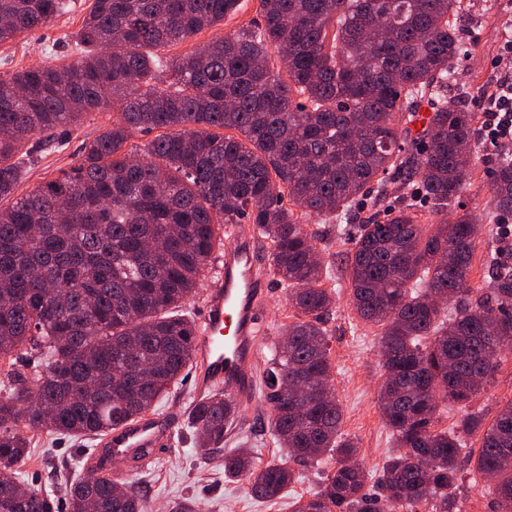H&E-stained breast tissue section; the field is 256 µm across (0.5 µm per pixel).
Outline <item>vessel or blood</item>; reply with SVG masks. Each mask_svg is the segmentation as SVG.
<instances>
[{
  "mask_svg": "<svg viewBox=\"0 0 512 512\" xmlns=\"http://www.w3.org/2000/svg\"><path fill=\"white\" fill-rule=\"evenodd\" d=\"M257 267L251 241H239L225 250L224 268L215 286L208 289L199 315L197 389L218 386L241 402L255 398V327L268 287ZM169 440L170 429L164 420L138 421L103 438L93 470L108 476L117 463L140 465L156 456Z\"/></svg>",
  "mask_w": 512,
  "mask_h": 512,
  "instance_id": "vessel-or-blood-1",
  "label": "vessel or blood"
}]
</instances>
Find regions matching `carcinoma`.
<instances>
[{
    "instance_id": "carcinoma-1",
    "label": "carcinoma",
    "mask_w": 512,
    "mask_h": 512,
    "mask_svg": "<svg viewBox=\"0 0 512 512\" xmlns=\"http://www.w3.org/2000/svg\"><path fill=\"white\" fill-rule=\"evenodd\" d=\"M240 0H93L77 31L81 59L0 75V360L22 348L40 370L6 372L0 391V469L28 455L26 431L104 435L154 411L195 356L199 328L185 298L224 239L245 220L268 242L266 270L288 288L296 321L268 370L267 424L297 465L325 455L334 468L295 512H462L466 462L493 481L498 512H512V403L488 426L466 413L437 428L443 403L467 404L490 384L512 344V272L477 294L470 271L488 226L468 210L444 219L470 176L475 115L448 100L459 57L461 0H259L253 27L168 60L154 83L152 50L224 23ZM64 0H0V44L46 25ZM431 101L422 151L404 152L410 128L393 124ZM120 104V119L85 144L59 177L14 197L33 156L88 112ZM234 130L223 135L218 130ZM159 131L143 148L135 133ZM405 170L430 202L358 225L349 264L353 306L380 329L384 423L398 452L379 495L335 401L294 402V374L312 390L330 381L324 287L310 216L340 223L372 185ZM490 204L512 213V154L491 174ZM453 303L432 302L431 293ZM238 414L221 388L188 412L198 447H224ZM481 435L478 450L464 437ZM224 475L273 500L292 484L287 462L258 466L224 456ZM68 512H144L134 491L89 476L71 485ZM0 512H53L41 491L0 479Z\"/></svg>"
}]
</instances>
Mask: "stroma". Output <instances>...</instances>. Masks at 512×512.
I'll use <instances>...</instances> for the list:
<instances>
[{"instance_id":"35a3bbf8","label":"stroma","mask_w":512,"mask_h":512,"mask_svg":"<svg viewBox=\"0 0 512 512\" xmlns=\"http://www.w3.org/2000/svg\"><path fill=\"white\" fill-rule=\"evenodd\" d=\"M91 2L67 0L66 12L46 26L0 44V75L33 65L77 62L80 50L75 34ZM258 10V0H243L240 10L226 17L223 25L201 31L192 42L162 49L158 58L163 61L188 51L191 45L206 44L214 36L237 33L256 18ZM458 29L463 42L474 44L475 50L457 63L453 87L460 90L464 108L472 112L479 99L495 92L504 79H512V59L499 56L501 45L512 40V0H462ZM115 118L112 112H90L84 115L78 129L60 132L56 149L31 157L18 193H26L68 169L79 157L83 144L102 133ZM506 152H512V145L495 150L483 145L478 148V164L461 197L478 223L487 221L491 210L490 174ZM307 225L322 240L320 257L330 274L327 285L333 290V305L325 317L332 359L330 385L344 411L343 431L359 448V457L371 476L367 489L373 493L377 490L374 479L394 449L392 433L384 425L380 411L379 391L384 378L378 345L380 331L362 321L351 305V231L337 233L335 221L325 217L308 220ZM287 293L282 282L271 280L256 328L257 373L268 368L275 342L286 333L292 314ZM194 378V366H187L178 386L157 407L158 415L172 427L165 453L141 466L119 465L112 470L115 484L134 489L143 497L145 512H181L186 504L192 506L193 512H294L299 497H310L319 490L333 467L331 459L297 467L296 483L270 503L257 501L245 481L225 477V454L245 450L255 454L262 465L279 458L280 448L267 428L270 406L261 397L240 404L238 420L224 441L223 451H208L197 446L187 429L188 411L201 396ZM511 401L512 346L505 349L490 385L467 409L490 421ZM29 438L30 458L25 465L15 467L14 473L47 495L54 512H65L66 489L70 483L89 476V457L98 440L47 430L32 432Z\"/></svg>"}]
</instances>
